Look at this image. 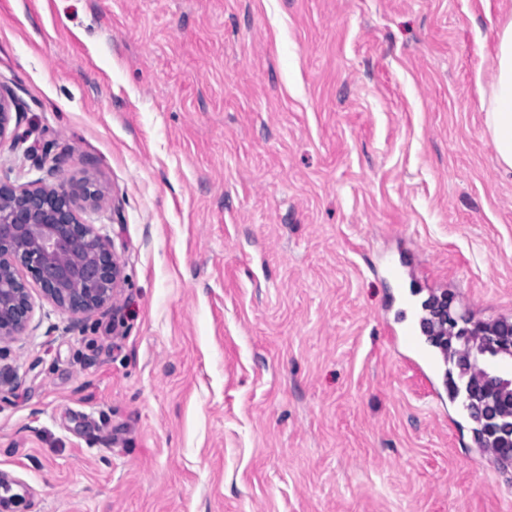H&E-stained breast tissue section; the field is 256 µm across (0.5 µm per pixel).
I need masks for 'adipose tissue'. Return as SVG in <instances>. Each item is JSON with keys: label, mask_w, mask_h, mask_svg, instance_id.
<instances>
[{"label": "adipose tissue", "mask_w": 512, "mask_h": 512, "mask_svg": "<svg viewBox=\"0 0 512 512\" xmlns=\"http://www.w3.org/2000/svg\"><path fill=\"white\" fill-rule=\"evenodd\" d=\"M482 107L490 136L504 174L512 175V21L498 34L495 78Z\"/></svg>", "instance_id": "adipose-tissue-1"}]
</instances>
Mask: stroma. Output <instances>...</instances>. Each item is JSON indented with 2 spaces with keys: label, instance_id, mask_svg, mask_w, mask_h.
<instances>
[{
  "label": "stroma",
  "instance_id": "1",
  "mask_svg": "<svg viewBox=\"0 0 512 512\" xmlns=\"http://www.w3.org/2000/svg\"><path fill=\"white\" fill-rule=\"evenodd\" d=\"M512 0H0L12 181L103 195L112 305L32 290L0 356V512H512L390 331L512 321L485 131ZM402 270L400 282L386 262ZM20 110V103L11 93H4L0 87V145L5 140H10L15 146L26 141L25 135L19 133V125L14 120ZM14 120V125L12 122Z\"/></svg>",
  "mask_w": 512,
  "mask_h": 512
}]
</instances>
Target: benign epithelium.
Instances as JSON below:
<instances>
[{
  "label": "benign epithelium",
  "instance_id": "7a95c632",
  "mask_svg": "<svg viewBox=\"0 0 512 512\" xmlns=\"http://www.w3.org/2000/svg\"><path fill=\"white\" fill-rule=\"evenodd\" d=\"M20 103L0 90V143L26 141L13 123ZM123 282L109 240L77 214L73 193L37 184L17 185L0 176V343L27 333L33 311L31 286L58 309L87 314L112 303ZM492 351L512 356V334L500 333ZM505 383L488 374L477 398L466 396L465 408L476 406L489 431H509L498 422L494 392Z\"/></svg>",
  "mask_w": 512,
  "mask_h": 512
}]
</instances>
